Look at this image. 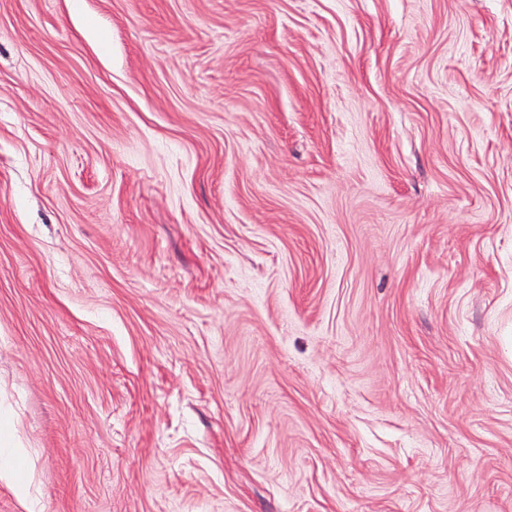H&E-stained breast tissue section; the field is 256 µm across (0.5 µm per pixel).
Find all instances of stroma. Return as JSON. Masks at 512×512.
Instances as JSON below:
<instances>
[{"label": "stroma", "mask_w": 512, "mask_h": 512, "mask_svg": "<svg viewBox=\"0 0 512 512\" xmlns=\"http://www.w3.org/2000/svg\"><path fill=\"white\" fill-rule=\"evenodd\" d=\"M0 512H512V0H0Z\"/></svg>", "instance_id": "35a3bbf8"}]
</instances>
